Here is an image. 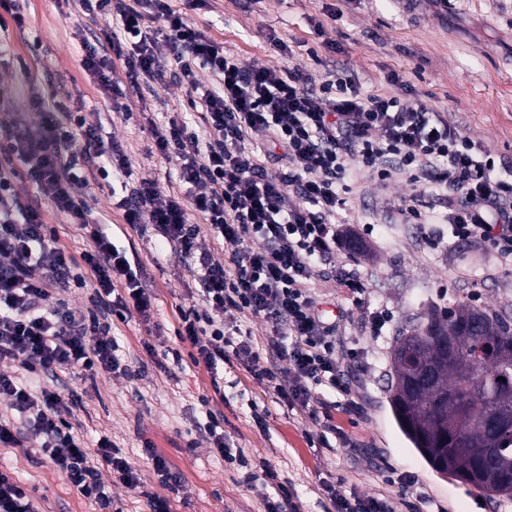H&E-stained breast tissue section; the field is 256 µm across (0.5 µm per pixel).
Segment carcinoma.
Wrapping results in <instances>:
<instances>
[{
    "label": "carcinoma",
    "instance_id": "obj_1",
    "mask_svg": "<svg viewBox=\"0 0 512 512\" xmlns=\"http://www.w3.org/2000/svg\"><path fill=\"white\" fill-rule=\"evenodd\" d=\"M427 323L432 333L420 341L409 360L398 355L403 337L395 338L393 384L410 378L412 359L436 364L430 385L410 396L390 400L396 424L434 470L441 469L469 484L468 473L484 463L497 481L511 483L512 425L504 424L497 436V447L490 453L485 431L477 422L465 433V446H455L448 439V419L454 416L457 403L467 401L474 393L481 402L480 414L512 417V367L501 368V363L509 359V352L490 357L479 354L486 342L512 339V319L461 303L444 310L430 308ZM473 487L488 492L480 484Z\"/></svg>",
    "mask_w": 512,
    "mask_h": 512
}]
</instances>
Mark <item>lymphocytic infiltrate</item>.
I'll use <instances>...</instances> for the list:
<instances>
[{"mask_svg": "<svg viewBox=\"0 0 512 512\" xmlns=\"http://www.w3.org/2000/svg\"><path fill=\"white\" fill-rule=\"evenodd\" d=\"M86 12L113 6L117 28L107 50L84 46L81 66L106 89H117L111 53L126 56L130 80L161 69L155 51L165 41L173 51L182 84L205 106L203 131L183 121L153 126L161 157L177 161L184 194H163L148 180H131L129 156L106 145L97 127L78 115L53 119L60 105L30 85L31 111L49 113L38 131L19 126L0 146V360L15 363L0 372V398L41 435L42 456L85 498L101 508L112 504V483L137 482L135 469L100 439L89 452L63 410L76 407L75 393L33 392L31 377L63 372L83 379L121 367L111 326L95 311L70 308L67 292L94 289L101 304L119 318L149 317L155 294L135 258L104 234L99 219L75 198L73 188L121 176L123 218L141 236H156L195 277L201 309L181 317L182 340L192 346L193 364L218 376L227 357L267 384L278 380L279 362L292 378L280 395L288 407L324 428L320 444L335 432L331 408L358 410L346 372L356 349H340L336 324L326 320L315 292L319 263L334 265L332 279L367 318L373 336L383 334L388 313L371 309L357 273L338 266L337 254L361 246L363 235L344 213L352 179L387 185L406 181L410 194L394 217L418 225L421 238L440 245L426 200L433 190L448 196L449 241L476 243L512 265V176L495 175V160L447 113L433 111L391 74V94H362L354 79L337 72L316 85L300 69L242 68L223 45L190 26L187 10L205 0H79ZM216 79L201 87L198 70ZM37 196L21 199L17 175ZM50 200L67 224L88 242L73 255L46 224L42 200ZM229 250L217 262L199 250L204 225ZM238 311L263 319L262 338L227 327L224 314ZM268 355L270 366L257 362Z\"/></svg>", "mask_w": 512, "mask_h": 512, "instance_id": "lymphocytic-infiltrate-1", "label": "lymphocytic infiltrate"}]
</instances>
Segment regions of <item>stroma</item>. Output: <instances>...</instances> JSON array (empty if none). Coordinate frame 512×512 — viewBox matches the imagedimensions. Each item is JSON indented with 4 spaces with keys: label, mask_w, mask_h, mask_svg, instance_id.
<instances>
[{
    "label": "stroma",
    "mask_w": 512,
    "mask_h": 512,
    "mask_svg": "<svg viewBox=\"0 0 512 512\" xmlns=\"http://www.w3.org/2000/svg\"><path fill=\"white\" fill-rule=\"evenodd\" d=\"M25 31L0 9V143L18 125L38 130L40 113L26 108V88L37 83L88 123L99 125L105 142L121 145L133 161L136 178L180 193L177 161L158 154L152 123L189 118L202 129L185 87L173 78L166 44L164 74L140 78V88L110 97L80 66L81 40L115 30L111 10L87 16L77 0H24ZM187 21L223 43L243 67H300L312 80H325L337 64L366 94L391 92L388 75L398 73L434 111L446 112L475 140L512 165V0H208ZM290 47L284 56L275 40ZM113 243L134 254L157 295L150 319L115 321L112 334L132 375L116 371L88 379L40 377L39 386L61 383L80 399L70 418L87 448L100 438L136 470L137 483L112 484V505L104 509L85 499L38 452L31 436L23 448L0 446L8 466L42 512H151L153 501L170 512H266L275 491L263 482L246 483V470L272 465L294 491L297 512H332L330 485L366 496L392 497L398 512H414L419 500L431 512H512L482 498L476 488L437 473L397 427L389 404L391 349L402 328L424 323L430 307L467 300L512 317V268L484 247L464 244L431 249L412 224L390 225V212L407 198L406 184L354 200L348 219L355 227L373 225L360 253L337 257L356 270L372 307L391 321L383 339L370 336L344 289L317 280L320 308L336 323L340 345L360 348L352 367L362 416L341 418L354 440L351 448H324L309 439L308 425L288 410L274 389L255 381L236 360L224 365V395L216 397L204 367L195 366L190 344L180 340L181 312L200 306L193 279L176 259L142 238L124 222L109 185L75 188ZM267 414L257 427L252 408ZM224 416V441L242 449L249 468L225 463L210 448L191 447L197 423L207 411ZM163 455L178 480L162 483L150 453Z\"/></svg>",
    "instance_id": "stroma-1"
}]
</instances>
